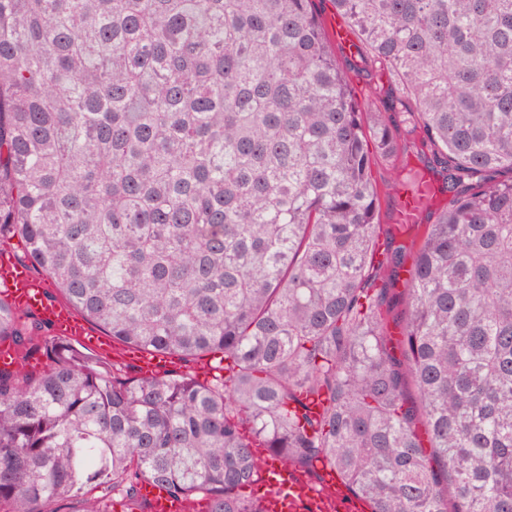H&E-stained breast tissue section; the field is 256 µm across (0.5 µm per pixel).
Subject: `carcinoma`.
<instances>
[{"instance_id":"obj_1","label":"carcinoma","mask_w":512,"mask_h":512,"mask_svg":"<svg viewBox=\"0 0 512 512\" xmlns=\"http://www.w3.org/2000/svg\"><path fill=\"white\" fill-rule=\"evenodd\" d=\"M332 2L423 168L313 0H0V241L112 343L224 362L122 376L0 298V512H264L257 448L367 512H512V0ZM377 154L435 223L380 242ZM354 62L358 65L355 64L354 69H347L362 109L365 112H392L395 107L399 109V93L394 86L389 85L382 66L379 63H360L359 58L354 59ZM140 497L149 505L139 499L129 500L123 494L114 492L108 502L109 512H183L186 510L182 500L170 496L166 490L150 483L141 486Z\"/></svg>"}]
</instances>
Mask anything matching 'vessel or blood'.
<instances>
[{
    "instance_id": "1",
    "label": "vessel or blood",
    "mask_w": 512,
    "mask_h": 512,
    "mask_svg": "<svg viewBox=\"0 0 512 512\" xmlns=\"http://www.w3.org/2000/svg\"><path fill=\"white\" fill-rule=\"evenodd\" d=\"M0 297L17 311L35 313L57 336L85 341L91 338L84 322L67 304L48 297L43 278L7 254L0 256ZM139 359L148 376L159 375L163 367L173 364L172 357L147 350L141 351ZM258 454L266 459L256 485L265 512H365L366 503L350 496L332 470H322L319 479L314 480L280 461L268 459L266 449H259ZM140 495L151 512H185L182 500L156 485L143 484Z\"/></svg>"
}]
</instances>
